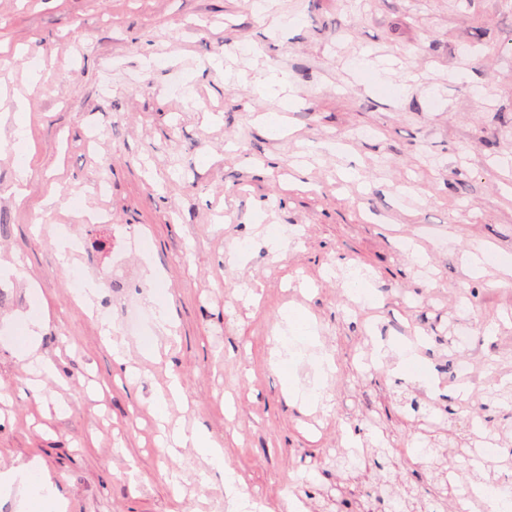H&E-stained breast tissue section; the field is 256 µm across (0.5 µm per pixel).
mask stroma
<instances>
[{
    "label": "stroma",
    "instance_id": "stroma-1",
    "mask_svg": "<svg viewBox=\"0 0 512 512\" xmlns=\"http://www.w3.org/2000/svg\"><path fill=\"white\" fill-rule=\"evenodd\" d=\"M268 70L299 106L255 92ZM262 113L286 117L290 135L266 134ZM362 128L374 137L355 138ZM20 137L34 152L21 196ZM92 209L111 224L84 223ZM272 226L301 230L277 256ZM69 231L88 249L64 267L54 241ZM480 246L512 256V0H269L262 13L252 0H0V261L17 268L0 283V471L38 461L67 512H228L194 448L159 445L151 402L173 372L187 401L171 422L222 439L272 512H288L289 487L310 512L350 498L356 467L333 463L349 434L367 450L374 512L403 497L448 512L431 499L432 468L462 470V492L471 471L500 477L449 444L475 434L512 448V274L471 271ZM147 259L160 282H146ZM357 264L381 297L353 306L343 276ZM87 276L101 283L89 311L71 300ZM134 300L140 336L121 322ZM155 301L171 332L148 321ZM44 302L39 352L63 381L35 393L13 315ZM298 311L336 365L316 407L285 395L314 380L310 358L271 365L275 328ZM394 318L428 340L406 376L392 352L360 363L367 326ZM425 369L438 392L419 385ZM434 440L429 467H413Z\"/></svg>",
    "mask_w": 512,
    "mask_h": 512
}]
</instances>
